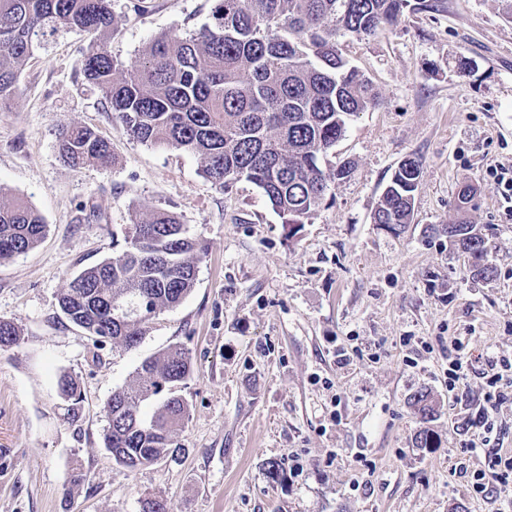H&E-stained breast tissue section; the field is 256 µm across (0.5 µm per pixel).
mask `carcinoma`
Returning <instances> with one entry per match:
<instances>
[{"label": "carcinoma", "mask_w": 512, "mask_h": 512, "mask_svg": "<svg viewBox=\"0 0 512 512\" xmlns=\"http://www.w3.org/2000/svg\"><path fill=\"white\" fill-rule=\"evenodd\" d=\"M406 2L213 0L210 21L198 31L156 37L129 67L101 42L83 54L82 69L130 137L197 155L202 175L218 189L248 181L284 223L302 224L323 205L331 177L352 171L347 162L331 176L322 166L347 121L379 105L372 81L348 65L336 38L371 36L396 24ZM114 26L111 0H0V106L47 38L76 27L104 40ZM56 146L71 167L112 162L111 143L87 126L62 125ZM420 177L417 158L400 163L373 223L395 235L405 232ZM47 231L32 205L0 202L1 261L35 248ZM430 231L466 254L473 275L492 273L475 225L463 220ZM206 251L175 214L156 210L130 225L119 254L69 281L59 308L95 341L132 349L146 322L191 292ZM19 339L14 323L0 320V348ZM191 372L189 352L174 345L143 360L134 385L112 393L104 441L115 464L135 471L181 451L175 435L189 409L174 390ZM59 390L67 414L77 417L82 396L76 380L62 376ZM163 392L168 397L161 408L145 413L144 403ZM412 405L422 422L435 417L430 393L415 392Z\"/></svg>", "instance_id": "1"}]
</instances>
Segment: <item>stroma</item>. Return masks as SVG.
<instances>
[{
  "label": "stroma",
  "instance_id": "1",
  "mask_svg": "<svg viewBox=\"0 0 512 512\" xmlns=\"http://www.w3.org/2000/svg\"><path fill=\"white\" fill-rule=\"evenodd\" d=\"M212 0H112L108 52L138 60L161 34L186 36ZM61 31L36 49L0 109V195L43 215L34 249L0 261V319L20 329L0 349V512H495L472 496L483 455L466 429L487 357L512 360V219L489 168L512 169V19L502 0H409L377 36L339 38L380 104L350 120L329 157L351 163L325 206L284 224L258 188L220 191L189 152L130 139L81 71L95 42ZM74 122L112 144L106 166L72 168L55 134ZM420 158L413 222L398 236L371 216L399 163ZM484 235L485 278L432 224H453L464 186ZM175 212L207 253L195 286L150 321L136 348L94 344L60 311L83 269L118 253L134 219ZM476 368L449 391L453 340ZM185 347L189 416L181 452L129 471L104 444L105 404L145 358ZM346 350L341 364L337 350ZM76 378L78 421L59 395ZM430 392L435 445L419 448L410 396ZM283 476H266L269 461Z\"/></svg>",
  "mask_w": 512,
  "mask_h": 512
}]
</instances>
